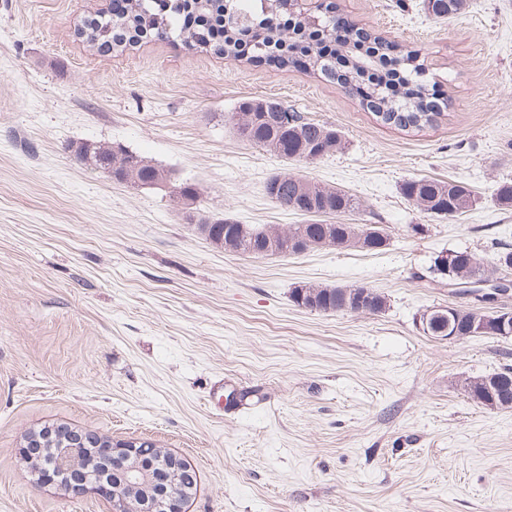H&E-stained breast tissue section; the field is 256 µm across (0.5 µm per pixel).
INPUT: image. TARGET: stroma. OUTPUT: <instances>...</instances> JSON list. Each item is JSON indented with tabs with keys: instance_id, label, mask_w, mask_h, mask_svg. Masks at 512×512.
<instances>
[{
	"instance_id": "35a3bbf8",
	"label": "stroma",
	"mask_w": 512,
	"mask_h": 512,
	"mask_svg": "<svg viewBox=\"0 0 512 512\" xmlns=\"http://www.w3.org/2000/svg\"><path fill=\"white\" fill-rule=\"evenodd\" d=\"M341 13L419 49L447 114L422 129L377 120L296 69L150 39L101 54L76 35L109 0H0V512H111L40 484L20 453L65 424L149 441L196 470L188 512H512V408L465 379L512 368V337L438 340L424 313L474 308L429 273L512 245V0H467L437 18L423 0H335ZM246 99L274 100L340 131L342 147L287 161L233 129ZM119 145L194 184L207 215L305 224L268 179L289 170L360 203L340 224L388 244L252 257L211 244L169 188L80 163ZM453 180L478 196L438 221L401 193ZM301 285L366 286L382 313L295 305Z\"/></svg>"
}]
</instances>
